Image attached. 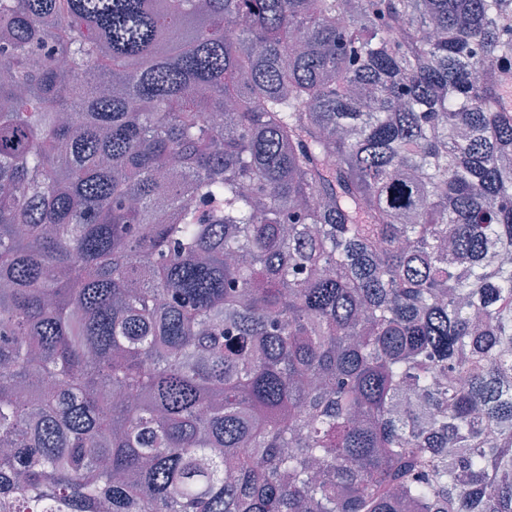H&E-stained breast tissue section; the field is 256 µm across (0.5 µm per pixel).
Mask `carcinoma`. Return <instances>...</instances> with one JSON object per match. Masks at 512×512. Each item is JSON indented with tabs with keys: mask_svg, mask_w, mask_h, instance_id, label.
<instances>
[{
	"mask_svg": "<svg viewBox=\"0 0 512 512\" xmlns=\"http://www.w3.org/2000/svg\"><path fill=\"white\" fill-rule=\"evenodd\" d=\"M512 0H0V512H512Z\"/></svg>",
	"mask_w": 512,
	"mask_h": 512,
	"instance_id": "1",
	"label": "carcinoma"
}]
</instances>
